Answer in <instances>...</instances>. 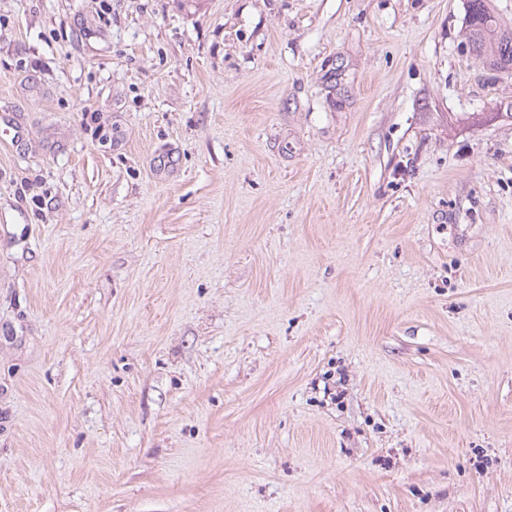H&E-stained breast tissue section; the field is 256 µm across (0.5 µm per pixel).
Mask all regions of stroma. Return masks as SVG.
I'll list each match as a JSON object with an SVG mask.
<instances>
[{
	"label": "stroma",
	"mask_w": 512,
	"mask_h": 512,
	"mask_svg": "<svg viewBox=\"0 0 512 512\" xmlns=\"http://www.w3.org/2000/svg\"><path fill=\"white\" fill-rule=\"evenodd\" d=\"M466 0H0V512H512V71ZM488 0H468V44L493 71H512V28L502 26Z\"/></svg>",
	"instance_id": "35a3bbf8"
}]
</instances>
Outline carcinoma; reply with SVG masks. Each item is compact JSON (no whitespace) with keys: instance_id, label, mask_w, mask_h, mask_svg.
Returning <instances> with one entry per match:
<instances>
[{"instance_id":"obj_1","label":"carcinoma","mask_w":512,"mask_h":512,"mask_svg":"<svg viewBox=\"0 0 512 512\" xmlns=\"http://www.w3.org/2000/svg\"><path fill=\"white\" fill-rule=\"evenodd\" d=\"M468 44L497 72L512 71V28L499 23L489 0H467Z\"/></svg>"}]
</instances>
